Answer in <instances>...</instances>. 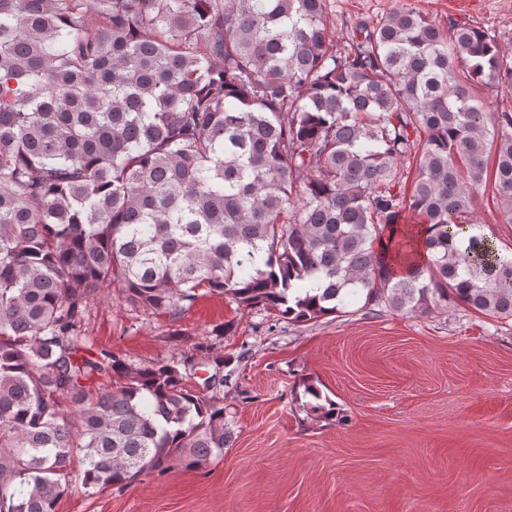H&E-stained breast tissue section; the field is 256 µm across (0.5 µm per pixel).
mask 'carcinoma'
<instances>
[{
  "mask_svg": "<svg viewBox=\"0 0 512 512\" xmlns=\"http://www.w3.org/2000/svg\"><path fill=\"white\" fill-rule=\"evenodd\" d=\"M332 27L329 0H0V512H56L76 461L101 491L229 446L221 361L86 336L114 284L158 315L205 289L297 323L512 320V253L473 216L492 142L512 223V112L469 92L512 91V58L410 0L343 48Z\"/></svg>",
  "mask_w": 512,
  "mask_h": 512,
  "instance_id": "1",
  "label": "carcinoma"
}]
</instances>
